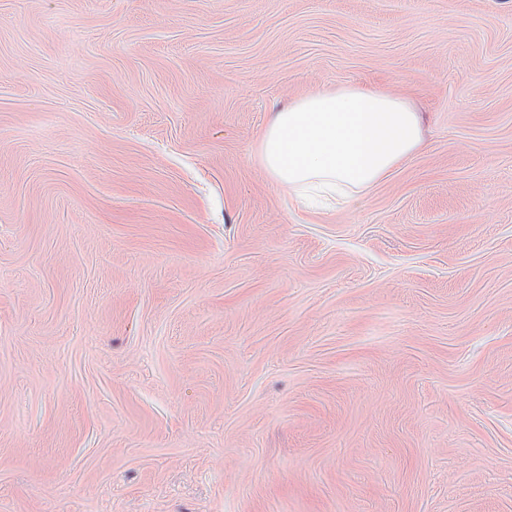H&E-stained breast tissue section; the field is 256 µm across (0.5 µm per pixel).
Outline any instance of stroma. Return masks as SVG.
Wrapping results in <instances>:
<instances>
[{
	"instance_id": "35a3bbf8",
	"label": "stroma",
	"mask_w": 512,
	"mask_h": 512,
	"mask_svg": "<svg viewBox=\"0 0 512 512\" xmlns=\"http://www.w3.org/2000/svg\"><path fill=\"white\" fill-rule=\"evenodd\" d=\"M350 85L423 145L304 210ZM0 512H512V0H0ZM421 141L419 115L404 98L347 86L311 92L276 112L258 158L299 204L352 211Z\"/></svg>"
}]
</instances>
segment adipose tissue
<instances>
[{
  "label": "adipose tissue",
  "mask_w": 512,
  "mask_h": 512,
  "mask_svg": "<svg viewBox=\"0 0 512 512\" xmlns=\"http://www.w3.org/2000/svg\"><path fill=\"white\" fill-rule=\"evenodd\" d=\"M420 145L419 115L404 98L347 86L311 92L275 113L258 158L299 204L351 211Z\"/></svg>",
  "instance_id": "obj_1"
}]
</instances>
